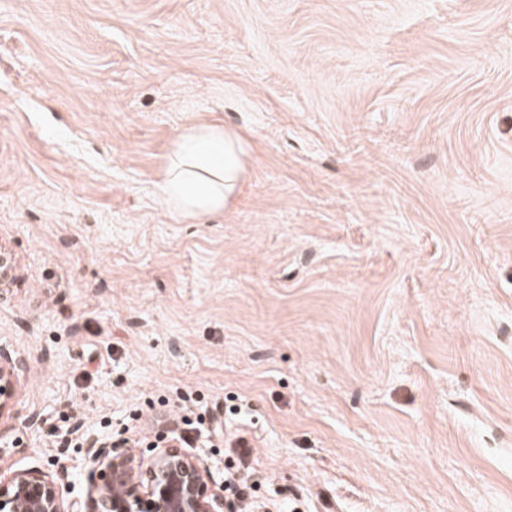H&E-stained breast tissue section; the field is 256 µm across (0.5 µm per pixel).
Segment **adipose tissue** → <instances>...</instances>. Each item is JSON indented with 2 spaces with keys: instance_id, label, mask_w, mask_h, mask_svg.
Segmentation results:
<instances>
[{
  "instance_id": "1",
  "label": "adipose tissue",
  "mask_w": 512,
  "mask_h": 512,
  "mask_svg": "<svg viewBox=\"0 0 512 512\" xmlns=\"http://www.w3.org/2000/svg\"><path fill=\"white\" fill-rule=\"evenodd\" d=\"M245 155L236 131L212 124L185 127L156 184L158 196L182 217L223 212L243 174Z\"/></svg>"
}]
</instances>
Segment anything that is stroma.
Wrapping results in <instances>:
<instances>
[{
    "instance_id": "stroma-1",
    "label": "stroma",
    "mask_w": 512,
    "mask_h": 512,
    "mask_svg": "<svg viewBox=\"0 0 512 512\" xmlns=\"http://www.w3.org/2000/svg\"><path fill=\"white\" fill-rule=\"evenodd\" d=\"M242 135L232 206L155 192ZM0 467L201 405L253 512H512V0H0ZM247 151L236 131L191 125L177 135L156 184L165 208L182 217L224 212L244 171ZM26 364L25 358L14 349L0 345V419L9 411L19 376L26 369Z\"/></svg>"
}]
</instances>
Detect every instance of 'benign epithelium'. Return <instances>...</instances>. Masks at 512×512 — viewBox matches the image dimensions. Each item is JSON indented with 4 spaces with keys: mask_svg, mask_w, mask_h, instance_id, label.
Segmentation results:
<instances>
[{
    "mask_svg": "<svg viewBox=\"0 0 512 512\" xmlns=\"http://www.w3.org/2000/svg\"><path fill=\"white\" fill-rule=\"evenodd\" d=\"M13 254L0 247V285L12 280ZM26 360L0 345V417L11 406ZM110 439L86 441L87 498L63 497L58 479L37 467L0 471V512H227L224 485L214 482L201 458L174 441L151 456L117 453Z\"/></svg>",
    "mask_w": 512,
    "mask_h": 512,
    "instance_id": "1",
    "label": "benign epithelium"
}]
</instances>
